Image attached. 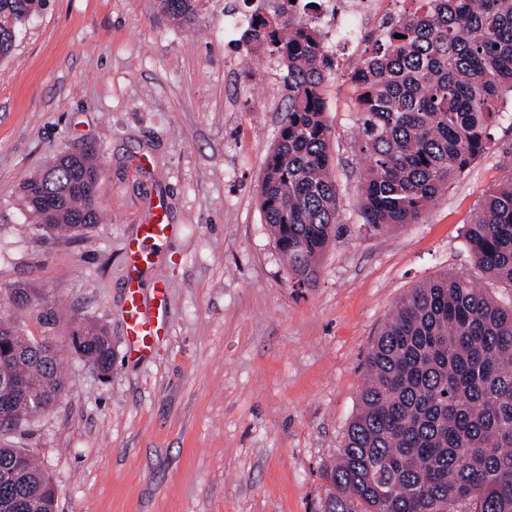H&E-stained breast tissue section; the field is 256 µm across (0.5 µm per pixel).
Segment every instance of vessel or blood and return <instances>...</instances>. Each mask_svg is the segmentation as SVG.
I'll use <instances>...</instances> for the list:
<instances>
[{"label":"vessel or blood","mask_w":512,"mask_h":512,"mask_svg":"<svg viewBox=\"0 0 512 512\" xmlns=\"http://www.w3.org/2000/svg\"><path fill=\"white\" fill-rule=\"evenodd\" d=\"M176 233L175 226L167 222L163 205L158 204L137 224L134 236L126 243L125 258L130 276L125 288L123 321L128 360L148 356L168 332V288L162 283L144 288L142 275L157 263L160 248Z\"/></svg>","instance_id":"1"}]
</instances>
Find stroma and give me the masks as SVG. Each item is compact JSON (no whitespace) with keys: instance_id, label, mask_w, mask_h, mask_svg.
<instances>
[{"instance_id":"stroma-1","label":"stroma","mask_w":512,"mask_h":512,"mask_svg":"<svg viewBox=\"0 0 512 512\" xmlns=\"http://www.w3.org/2000/svg\"><path fill=\"white\" fill-rule=\"evenodd\" d=\"M256 8L277 4L199 0L187 27L156 0H44L0 61V304L9 288H34L16 322L52 338L70 377L5 440L41 462L56 512H321V467L343 444L369 344L397 301L445 271L483 280L464 231L512 176V102L489 150L417 223L369 230L350 80L366 37L334 56L323 84L341 232L315 287H293L259 200L288 100L280 59L247 52ZM85 140L102 156L101 223L68 239L24 229V180ZM157 202L178 233L143 281L168 286L170 331L134 363L125 243ZM83 320L112 338L107 375L70 347Z\"/></svg>"}]
</instances>
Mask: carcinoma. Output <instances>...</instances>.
Listing matches in <instances>:
<instances>
[{
    "instance_id": "carcinoma-1",
    "label": "carcinoma",
    "mask_w": 512,
    "mask_h": 512,
    "mask_svg": "<svg viewBox=\"0 0 512 512\" xmlns=\"http://www.w3.org/2000/svg\"><path fill=\"white\" fill-rule=\"evenodd\" d=\"M31 0H0V58L11 55ZM198 0H159L178 24ZM250 20V53L286 67L288 113L267 158L260 206L293 284L311 288L319 260L340 233L331 130L322 86L333 61L319 29L280 9ZM402 38L397 39L395 35ZM355 67L360 85L358 151L362 224L380 231L419 220L487 149L505 94H512V0H420L375 40ZM97 151L26 179L21 201L53 235L100 222ZM465 241L477 268L512 287V179L490 189ZM14 311L35 292L17 287ZM0 435L48 409L68 389L49 341L32 340L0 317ZM76 355L106 372L112 339L91 322L71 332ZM33 396L19 414L12 400ZM0 512H55L50 477L23 448L0 444ZM324 512H512V304L442 274L401 298L371 343L359 409L338 457L322 466Z\"/></svg>"
}]
</instances>
